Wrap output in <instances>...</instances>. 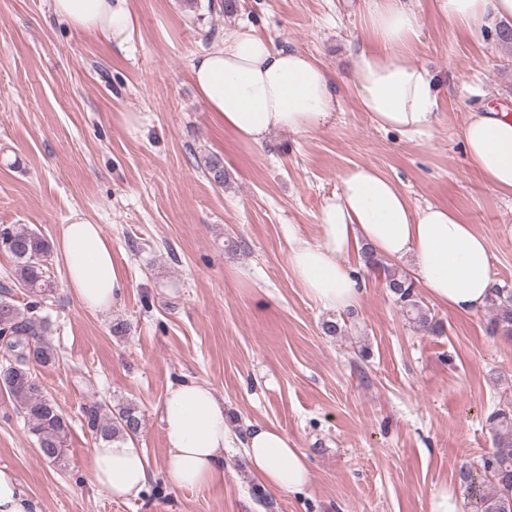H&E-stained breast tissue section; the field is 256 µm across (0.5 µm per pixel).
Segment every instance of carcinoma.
Wrapping results in <instances>:
<instances>
[{"label": "carcinoma", "mask_w": 512, "mask_h": 512, "mask_svg": "<svg viewBox=\"0 0 512 512\" xmlns=\"http://www.w3.org/2000/svg\"><path fill=\"white\" fill-rule=\"evenodd\" d=\"M0 250L14 259L16 286L30 298L22 310L12 298L0 295V348L5 359V364H0V389L23 414L40 455L58 462L65 454L70 421L47 394L36 371V367L56 361V352L46 339L50 323L42 314L56 291L49 267L52 247L27 226L10 224L0 227ZM363 258L369 268L383 272L395 305L413 328L418 332L435 331L437 323L419 300L409 274L370 250H363ZM487 308V332L511 337L512 288L493 283ZM83 414L87 428L97 439L137 438L141 433L142 414L133 402L113 406L95 402L85 407ZM488 423L491 451L474 464H462L458 481L474 499L476 512H512V500L498 494L499 486H512V403L495 409Z\"/></svg>", "instance_id": "obj_1"}]
</instances>
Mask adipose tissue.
<instances>
[{
    "mask_svg": "<svg viewBox=\"0 0 512 512\" xmlns=\"http://www.w3.org/2000/svg\"><path fill=\"white\" fill-rule=\"evenodd\" d=\"M450 25L481 34L492 19L512 18V0H439ZM54 14L79 33L104 35L125 47L135 33L128 0H52ZM367 42L352 57L351 86L361 111L380 128L421 142L437 120V78L415 61L421 20L409 0H363ZM191 79L213 121L257 150L275 131L303 134L330 123L338 106L337 81L313 56L275 47L242 26L199 54ZM470 165L495 192L512 195V113L487 105L471 110L461 129ZM317 243L295 240L292 274L307 295L328 310L356 305L364 279L342 264L364 247L392 260H409L412 275L449 311L481 312L492 285L486 239L453 210L415 206L377 167L344 170L320 208ZM65 284L84 309L104 313L128 286L100 225L72 213L56 242ZM168 446L164 479L176 488H200L224 477L227 423L224 404L206 383L186 379L161 404ZM251 475L270 492H295L312 480L310 460L280 429L254 424L245 442ZM94 483L113 498L138 497L148 461L132 441L95 442L89 459Z\"/></svg>",
    "mask_w": 512,
    "mask_h": 512,
    "instance_id": "adipose-tissue-1",
    "label": "adipose tissue"
}]
</instances>
